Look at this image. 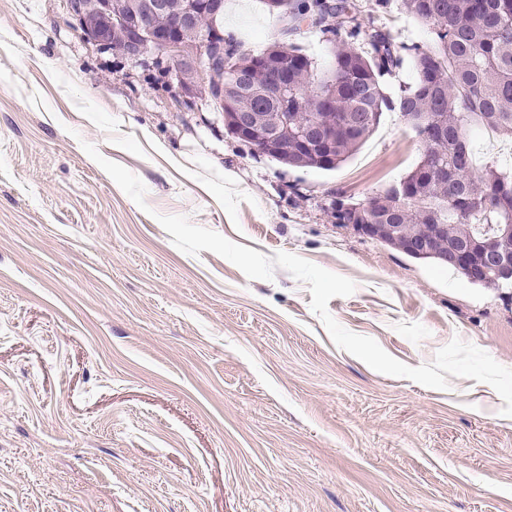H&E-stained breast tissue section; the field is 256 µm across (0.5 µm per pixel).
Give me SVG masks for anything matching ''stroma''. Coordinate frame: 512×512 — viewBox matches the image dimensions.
<instances>
[{"label": "stroma", "mask_w": 512, "mask_h": 512, "mask_svg": "<svg viewBox=\"0 0 512 512\" xmlns=\"http://www.w3.org/2000/svg\"><path fill=\"white\" fill-rule=\"evenodd\" d=\"M349 3L343 31L431 42L399 9ZM223 22L242 53L329 58L264 0H224ZM88 143L142 180L146 207ZM422 152L386 112L338 168L282 165L229 136L205 92L184 102L152 64L85 41L68 0H0V512H512V417L491 385L379 373L288 271L248 278L158 221L349 278L330 314L408 366L458 338L512 368V294L332 214Z\"/></svg>", "instance_id": "35a3bbf8"}]
</instances>
